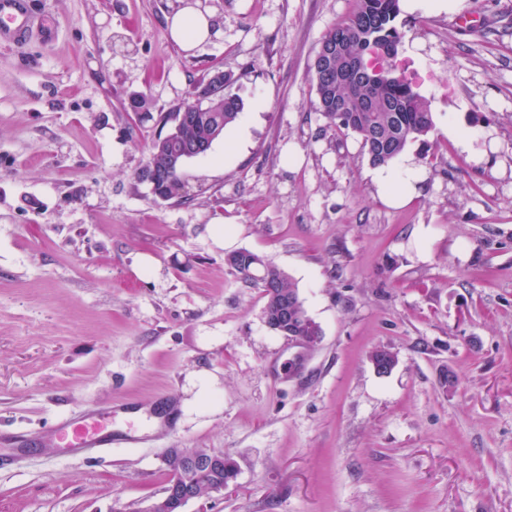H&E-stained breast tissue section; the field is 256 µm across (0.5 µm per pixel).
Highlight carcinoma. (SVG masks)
<instances>
[{
	"mask_svg": "<svg viewBox=\"0 0 512 512\" xmlns=\"http://www.w3.org/2000/svg\"><path fill=\"white\" fill-rule=\"evenodd\" d=\"M400 0H355L352 16L328 30L321 45H336L339 32L348 33L345 50L350 55L365 52L367 42L374 37L390 38L401 44L403 33L397 25ZM318 95V110L326 119L325 129L355 133L370 163L386 166L396 159L407 143L427 135L434 126L427 102L411 83L398 82L388 76L372 78L365 73L352 74L348 82L336 85V58H315L312 65ZM230 76L224 74V90L206 84L201 78L194 84L196 101L186 105L187 121L175 137L166 138L170 116L160 113L159 132L152 141L147 162L135 172V178L151 186L153 194L163 200L181 197L182 167L176 166L171 154L184 143H194L208 151L227 127L234 124L244 111V103L229 90ZM369 99L375 111H363V100ZM228 265L242 282L261 288L264 312L275 311L277 293L294 299L288 304L286 336H310L317 323L309 316L295 285L277 266L261 259L251 251H238L227 258ZM237 471L235 460L224 457V468L210 473L168 472L169 480H194L199 491L211 488L216 481H231Z\"/></svg>",
	"mask_w": 512,
	"mask_h": 512,
	"instance_id": "1",
	"label": "carcinoma"
}]
</instances>
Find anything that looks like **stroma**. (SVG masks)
<instances>
[{
    "label": "stroma",
    "mask_w": 512,
    "mask_h": 512,
    "mask_svg": "<svg viewBox=\"0 0 512 512\" xmlns=\"http://www.w3.org/2000/svg\"><path fill=\"white\" fill-rule=\"evenodd\" d=\"M32 2L54 38L0 44V433L27 438L0 447V512H144L171 448L237 463L185 512H512V0H400L434 120L399 156L422 172L401 206L317 109L313 59L354 0H206L219 34L188 51L181 0ZM215 69L251 124L159 201L134 178L157 117ZM237 250L295 283L316 349L267 327ZM157 397L170 415H119L111 447L47 437Z\"/></svg>",
    "instance_id": "obj_1"
}]
</instances>
